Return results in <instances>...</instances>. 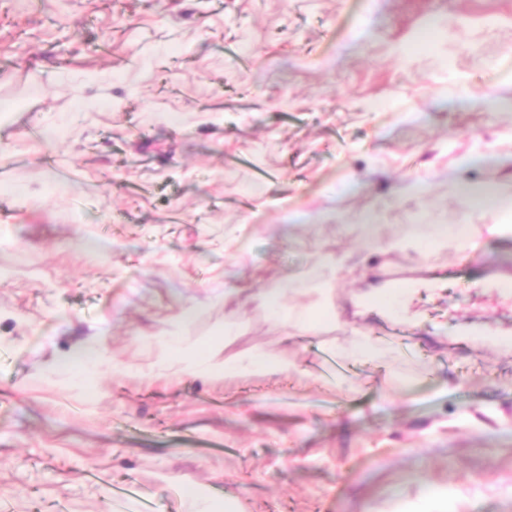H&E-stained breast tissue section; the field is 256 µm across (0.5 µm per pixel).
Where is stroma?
<instances>
[{"label": "stroma", "instance_id": "35a3bbf8", "mask_svg": "<svg viewBox=\"0 0 512 512\" xmlns=\"http://www.w3.org/2000/svg\"><path fill=\"white\" fill-rule=\"evenodd\" d=\"M481 182L496 198L470 208L454 186ZM0 185V512H184L192 484L239 512L427 487L512 512V351L464 337L512 331L476 286L512 269L488 230L512 225V0H0ZM464 222L469 256L416 233ZM432 267L445 286L402 323L362 305ZM288 277L314 333L242 301ZM189 304V345L294 371L162 368ZM355 336L400 361L342 357ZM98 338L82 387L47 376Z\"/></svg>", "mask_w": 512, "mask_h": 512}]
</instances>
